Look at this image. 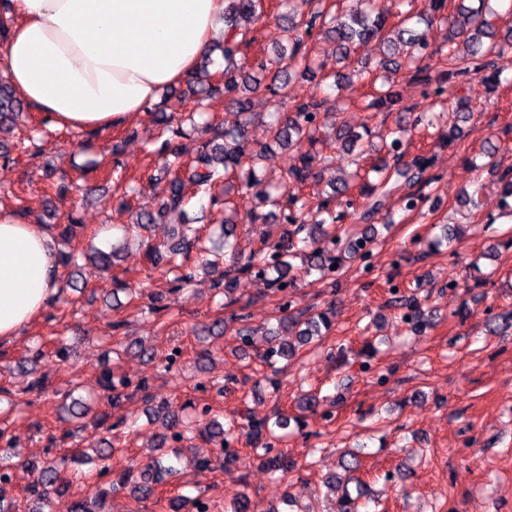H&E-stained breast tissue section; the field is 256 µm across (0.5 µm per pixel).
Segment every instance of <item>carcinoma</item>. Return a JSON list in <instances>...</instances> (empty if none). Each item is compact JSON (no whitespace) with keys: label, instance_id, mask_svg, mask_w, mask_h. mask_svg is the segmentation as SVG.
Listing matches in <instances>:
<instances>
[{"label":"carcinoma","instance_id":"obj_1","mask_svg":"<svg viewBox=\"0 0 512 512\" xmlns=\"http://www.w3.org/2000/svg\"><path fill=\"white\" fill-rule=\"evenodd\" d=\"M266 0H224V43L221 52L224 57V103L236 108L237 112L247 116L251 111V99L258 80L265 81V87L282 99L291 98L290 82L297 74L306 75L326 68V62L318 61L313 55L311 44L316 37L324 35L335 39L336 65H344L358 51L370 42L381 47V57L376 67L383 70H405L410 79L424 86L425 97L432 104L442 107L451 106L458 112L468 110L465 97L458 94L459 80L465 77L479 76L488 85L501 84L506 70L502 60L505 55L504 42L497 39V30L482 10L458 0L455 11L448 12V0H426V9L419 13L401 10L405 0H367L368 7L363 11L336 9L326 6V0H314L316 8L310 14L297 20L281 14L282 43L278 44L277 58L249 59L244 49L250 40L252 28L265 16ZM451 28V36L463 38L466 49L461 51L448 45V36H443L441 44L432 43V31L436 26ZM439 57L438 74L429 73L424 61L430 57ZM210 58H204L198 71L188 77L189 92L194 96L206 95L211 73L208 66ZM21 100L11 85L0 82V134L7 130L6 123L12 119ZM322 103L318 100L301 102L294 106L293 115L283 124L275 126L273 140L288 148L296 149L292 162L283 170L281 179L274 185L273 191L264 199L255 203L260 208L270 205L283 210L284 220L296 225L294 233L306 232L307 237L331 238V225L340 222L344 213L333 209V202L345 199L346 207L351 208L354 200L351 191L359 189L363 199L361 209L353 211L356 220L363 224L375 221L386 198L405 188L402 196L405 208L414 210L424 199V189L432 183L429 175L432 157L416 154L406 158L404 141L408 133L423 120L421 115H412V110L401 104L398 93L391 88L374 90L364 101L363 110L376 112H395V128L389 135L390 143L386 156L368 168L360 167L355 180L337 179L329 183L331 193L321 200H310L300 193V188L311 178L322 175L315 171L314 162L318 154L316 137L319 124L318 115ZM209 138L196 153L190 157L187 167L188 178L179 176L164 166V172L171 176L170 193L157 211H141L136 224L145 227L164 221L169 213L185 215L189 200L199 193L209 197L210 210L224 213L227 210L226 183L237 177L245 185L257 177L256 160L263 156L268 145L262 143L252 153H245L242 142L246 137L245 126L221 129L211 126L207 130ZM362 135L350 128L336 127V143L347 152H352ZM18 153L37 157L44 151L40 139L33 135L21 137L8 145L0 140V151L8 155L9 148ZM235 235V225L224 220V248L230 250L232 264L224 269V292L235 288L239 275L248 273L261 281L268 290L279 291L281 287H291L298 279V269L289 261L295 256L297 245L280 241L270 244L260 240L261 247L243 260L236 252V244L231 242ZM204 250L200 229L183 223L173 232V243L164 254L155 249L146 251V260L154 268L163 267L166 273L174 275L173 282L184 287L194 280L192 272L186 270L189 255ZM340 264V258L329 248H317L304 254L303 274L309 276L316 271L325 274L332 271V265ZM329 312H320L305 319L283 317L279 328L287 333L297 330L301 344H307L329 329ZM101 389L107 393L108 400L116 404L128 387L126 380L110 369L100 375ZM179 421L175 416L166 415V432L159 434L155 448L158 456L144 464L139 471V479L133 480L131 472L120 476L115 484L125 487L134 482L133 494L138 499H148L155 494L156 487L168 474L175 472L171 463H164L162 449L168 440L181 437L177 431ZM61 462L49 460L34 475L27 491L35 497L36 506L30 512H51L49 488L59 492L64 488L60 483Z\"/></svg>","mask_w":512,"mask_h":512}]
</instances>
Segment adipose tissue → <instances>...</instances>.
Wrapping results in <instances>:
<instances>
[{
	"label": "adipose tissue",
	"instance_id": "adipose-tissue-1",
	"mask_svg": "<svg viewBox=\"0 0 512 512\" xmlns=\"http://www.w3.org/2000/svg\"><path fill=\"white\" fill-rule=\"evenodd\" d=\"M0 71L59 128L124 123L195 71L224 0H11ZM59 291L46 226L0 218V345Z\"/></svg>",
	"mask_w": 512,
	"mask_h": 512
}]
</instances>
